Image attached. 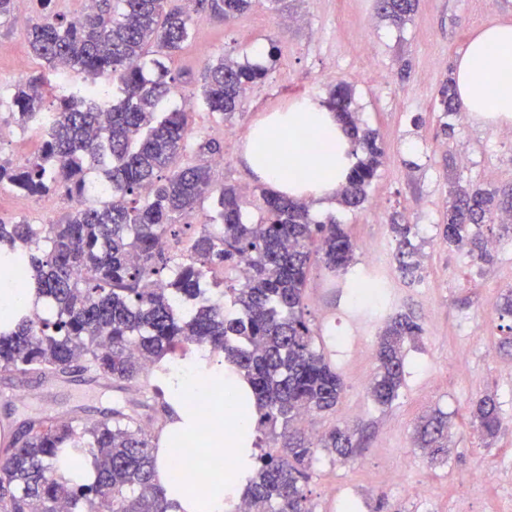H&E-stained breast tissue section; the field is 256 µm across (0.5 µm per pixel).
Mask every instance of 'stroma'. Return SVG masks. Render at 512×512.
I'll list each match as a JSON object with an SVG mask.
<instances>
[{"instance_id":"35a3bbf8","label":"stroma","mask_w":512,"mask_h":512,"mask_svg":"<svg viewBox=\"0 0 512 512\" xmlns=\"http://www.w3.org/2000/svg\"><path fill=\"white\" fill-rule=\"evenodd\" d=\"M287 13L270 0H254L251 10L224 23L200 13L192 39L174 57L171 68L192 80L203 65L223 54L260 62L267 78L247 94L231 124L213 117L200 99L186 105L199 140L220 141L223 164L213 166L215 185L249 187L245 219L261 216L259 192L264 184L246 167L242 155L253 123L305 98L327 97L330 88H353L362 122L375 130L385 160L357 210L339 205L311 207L314 221L347 225L358 262L378 261L390 274L391 313L410 315L422 332L405 343V373L398 398L389 406L370 401L363 378L372 377L383 318L352 315L340 278L313 261L305 289L315 342L343 378L345 391L335 412L302 420L310 440L347 422L362 432L361 448L344 461L322 457L306 486L312 512H336L347 492L371 486L382 497H363L364 512H512V347L501 342L512 334V320L499 318L496 307L512 288V244L494 252L491 261L474 259L463 249L448 248L439 224L448 200L450 179L487 186L512 183V142L498 127L476 120L456 124L455 135L439 133V92L457 60L478 31L494 22L512 24V0H418L412 20L395 27L376 14V0H288ZM35 15L32 0H18L12 18L0 20V90L19 78L40 72L28 51L26 29ZM278 39L275 59L256 56L270 37ZM372 47L371 59L361 55ZM0 124L13 127V141L0 144V158L19 164L41 144L32 129L16 127L9 104L0 105ZM70 206L56 197L50 210L41 200L11 189L0 190V220L25 218L35 224L56 221ZM414 224L421 249L416 280L404 279L395 260L391 216ZM492 396L502 417L496 437L483 436L472 419V403ZM152 390L146 378L121 384L74 372L55 380L0 373V428L18 437L29 419L95 420L126 406L146 419L149 432L159 424L149 418L145 401ZM448 416L453 437L443 459L428 457L415 439L418 420L432 411ZM496 468L493 484L476 481L485 467ZM427 485V499L411 497L412 485Z\"/></svg>"}]
</instances>
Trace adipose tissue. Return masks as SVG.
<instances>
[{
    "label": "adipose tissue",
    "mask_w": 512,
    "mask_h": 512,
    "mask_svg": "<svg viewBox=\"0 0 512 512\" xmlns=\"http://www.w3.org/2000/svg\"><path fill=\"white\" fill-rule=\"evenodd\" d=\"M458 96L469 115L498 126L512 124V25L479 31L457 62ZM247 167L274 193L329 205L355 161L352 143L334 112L317 98L301 100L283 112H270L251 127L245 149ZM166 390L175 413L161 434L155 481L165 489L171 512H236L245 478L254 463L253 421L241 418L233 431L224 429V406L193 408L194 398L214 392L251 395L249 383L217 361L190 360L171 369ZM203 432L204 445L228 451L234 474L211 471L204 487L176 490L170 470L188 434Z\"/></svg>",
    "instance_id": "ef3b65f1"
}]
</instances>
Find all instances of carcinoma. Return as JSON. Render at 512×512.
Wrapping results in <instances>:
<instances>
[{"mask_svg":"<svg viewBox=\"0 0 512 512\" xmlns=\"http://www.w3.org/2000/svg\"><path fill=\"white\" fill-rule=\"evenodd\" d=\"M252 0H92L80 20L36 0L35 22L26 38L33 56L59 78L94 77V97L85 85L57 94L45 74L12 85L16 123L37 128V152L21 165L0 159V186L32 196L62 191L73 201L52 224L22 218L0 222V270L21 269L28 287L52 316L23 315L0 325V371L17 377L65 376L78 368L112 381L142 374L154 380L157 406L172 414L159 385L169 373L163 359L191 346L200 359H220L242 372L257 400V430L281 441L278 454L256 456L243 499L251 512H311L306 507L308 470L317 450L346 459L359 440L348 425L335 426L318 446L295 423L313 413L336 410L345 384L317 348L304 303L312 259L332 272L356 262L355 246L342 225L316 224L310 205L263 190L264 215L243 221L244 194L235 186L215 188L210 167L185 160L189 149L212 157L220 144L192 145L189 112L167 110L174 95L195 92L171 73L165 61L193 37L192 14L229 21ZM417 0H376L377 15L400 27L411 20ZM268 68L230 54L204 65L198 79L210 113L229 123L252 86ZM326 103L347 127L357 161L339 191L338 205L355 209L383 165L385 152L375 130L363 126L352 90L338 84ZM442 117L462 111L453 78L441 89ZM111 190L88 198V174ZM207 198L214 215L200 230L176 223ZM512 213V185L493 191L478 186L449 191L442 239L480 260L489 257L488 238L474 231ZM396 258L404 277L416 278L419 251L412 225L394 218ZM225 285L234 312L204 284ZM421 327L409 316L389 320L376 351L377 370L369 397L388 406L399 396L407 339ZM482 433L501 427L494 398L473 403ZM421 447L448 455V418H427L418 430ZM157 444L141 420L114 409L92 421L34 418L26 432L0 449V512H167L165 490L154 483ZM87 460L96 477L73 483L56 464Z\"/></svg>","mask_w":512,"mask_h":512,"instance_id":"cac0c4a2","label":"carcinoma"}]
</instances>
